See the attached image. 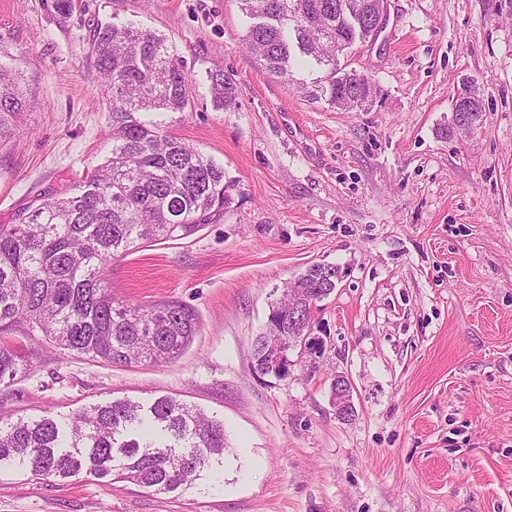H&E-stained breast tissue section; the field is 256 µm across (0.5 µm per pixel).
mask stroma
<instances>
[{"instance_id": "1", "label": "stroma", "mask_w": 512, "mask_h": 512, "mask_svg": "<svg viewBox=\"0 0 512 512\" xmlns=\"http://www.w3.org/2000/svg\"><path fill=\"white\" fill-rule=\"evenodd\" d=\"M0 0V62L29 102L0 143V224L60 193L111 148L93 24L166 35L195 94L171 132L224 166L229 201L196 235L113 261V294L193 308L177 361L129 368L34 346L0 385V417L67 421L117 398L173 396L224 422V457L194 488L156 494L82 474L0 467V512H512V0H387L384 29L341 56L372 83L343 112L270 75L245 49L239 0ZM237 90L214 107L209 74ZM482 125L445 138L462 84ZM314 264L317 359L283 378L252 366L272 304ZM346 375L355 415L337 417ZM331 397L338 418L346 420L353 416V387L346 376L339 374L333 378Z\"/></svg>"}]
</instances>
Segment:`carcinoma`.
<instances>
[{"instance_id": "obj_1", "label": "carcinoma", "mask_w": 512, "mask_h": 512, "mask_svg": "<svg viewBox=\"0 0 512 512\" xmlns=\"http://www.w3.org/2000/svg\"><path fill=\"white\" fill-rule=\"evenodd\" d=\"M252 20L246 50L309 99L354 109L371 96L368 78L339 66L336 50L371 38L366 13L377 0H240ZM91 55L112 99V148L73 189L45 194L0 224V334L46 343L63 356L102 364L171 363L199 332L179 302L137 305L112 296L110 262L157 241L194 236L223 213L224 165L168 131L165 117L192 108L193 85L167 38L135 23L96 26ZM314 70L307 81L295 77ZM216 106L235 105L224 73H210ZM28 109L15 74L0 63V141L16 134ZM338 269L312 265L268 317L267 336H307L315 303L336 288ZM27 367L23 349L0 344V385ZM224 423L175 397L149 407L119 399L52 416L0 419V465L18 460L33 480L85 472L166 493L191 488L224 455Z\"/></svg>"}]
</instances>
